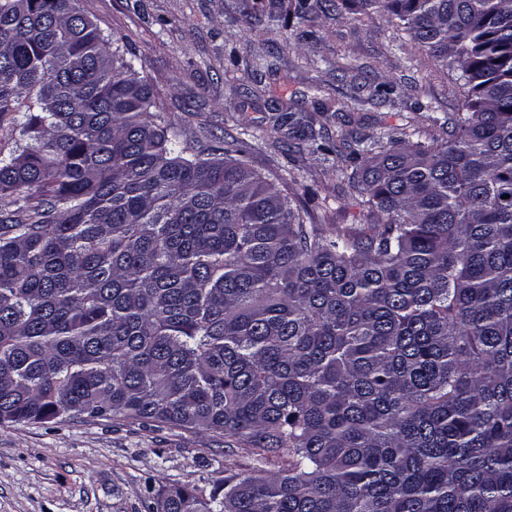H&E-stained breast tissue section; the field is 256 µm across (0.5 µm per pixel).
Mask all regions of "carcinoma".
Listing matches in <instances>:
<instances>
[{
	"mask_svg": "<svg viewBox=\"0 0 512 512\" xmlns=\"http://www.w3.org/2000/svg\"><path fill=\"white\" fill-rule=\"evenodd\" d=\"M344 10L402 22L467 87L446 139L270 117L335 157L356 227L242 144L185 146L83 0H0V423L121 415L261 465L160 512H512V0L269 18Z\"/></svg>",
	"mask_w": 512,
	"mask_h": 512,
	"instance_id": "1",
	"label": "carcinoma"
}]
</instances>
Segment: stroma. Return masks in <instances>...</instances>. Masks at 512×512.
<instances>
[{
    "label": "stroma",
    "mask_w": 512,
    "mask_h": 512,
    "mask_svg": "<svg viewBox=\"0 0 512 512\" xmlns=\"http://www.w3.org/2000/svg\"><path fill=\"white\" fill-rule=\"evenodd\" d=\"M279 0H85L105 30L133 40L134 65L153 90L165 125L201 148L247 145L251 166L313 209L317 221L363 224L324 155L279 144L269 117L288 105L370 96L353 114L376 134L414 125L439 135L467 89L456 64L437 67L397 23L343 12L317 25L290 19L273 31L245 30L241 11ZM239 66L229 61L230 51ZM253 461L223 439L169 425L89 418L0 423V512H151L165 488L223 492L226 478L251 475Z\"/></svg>",
    "instance_id": "1"
}]
</instances>
